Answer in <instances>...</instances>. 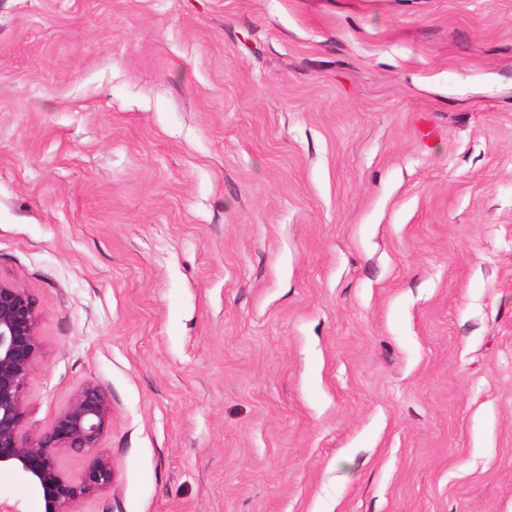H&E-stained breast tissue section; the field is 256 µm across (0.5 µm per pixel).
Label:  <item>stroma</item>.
<instances>
[{
  "mask_svg": "<svg viewBox=\"0 0 512 512\" xmlns=\"http://www.w3.org/2000/svg\"><path fill=\"white\" fill-rule=\"evenodd\" d=\"M0 279L80 512H512V0H0Z\"/></svg>",
  "mask_w": 512,
  "mask_h": 512,
  "instance_id": "1",
  "label": "stroma"
}]
</instances>
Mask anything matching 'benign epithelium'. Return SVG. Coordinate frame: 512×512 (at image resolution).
Listing matches in <instances>:
<instances>
[{
    "instance_id": "1",
    "label": "benign epithelium",
    "mask_w": 512,
    "mask_h": 512,
    "mask_svg": "<svg viewBox=\"0 0 512 512\" xmlns=\"http://www.w3.org/2000/svg\"><path fill=\"white\" fill-rule=\"evenodd\" d=\"M40 313L20 285L0 280V469L21 473L36 485L44 512H77L86 499L111 489L114 470L99 451L111 419L106 392L89 382L60 411L52 426L26 428L28 386L41 357ZM80 462L71 474L65 460Z\"/></svg>"
}]
</instances>
